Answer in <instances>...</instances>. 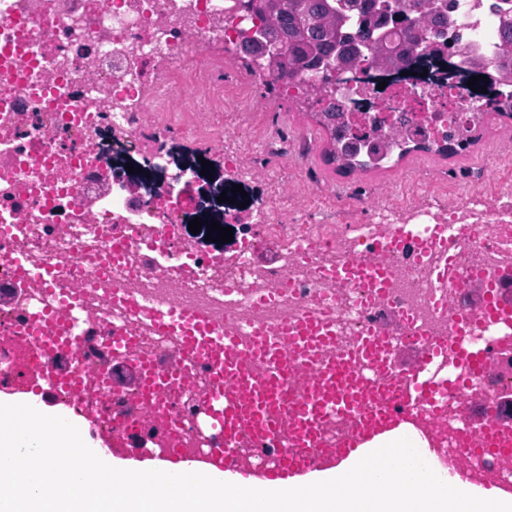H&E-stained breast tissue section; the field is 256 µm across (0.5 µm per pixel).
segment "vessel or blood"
I'll list each match as a JSON object with an SVG mask.
<instances>
[{
	"label": "vessel or blood",
	"mask_w": 512,
	"mask_h": 512,
	"mask_svg": "<svg viewBox=\"0 0 512 512\" xmlns=\"http://www.w3.org/2000/svg\"><path fill=\"white\" fill-rule=\"evenodd\" d=\"M347 276L365 280L369 287L383 288L388 278L385 269L367 261L352 263ZM155 328L162 333L178 332L185 353L211 364L222 389L212 398V421L225 440H232L241 431L264 441L279 433L269 423L268 414L288 409V431L282 435L279 476H301L313 468V459L333 464L349 456L361 442L369 440L402 417L396 405L411 408L421 403L436 404L440 382L429 368L448 352L456 350L466 327L458 322L444 338L420 337V360L412 367L397 368L391 338L381 330L361 337L357 355L317 366L307 381L306 393L293 407H286L283 394L288 376L305 366L310 352L325 344L326 327L308 322L301 330L281 327L278 332L251 331L250 352L253 368L241 366L233 357L238 337L210 330L204 317L188 310L161 312L153 317ZM137 382L144 393L165 387L174 379L168 363L152 361L134 365ZM328 414L353 417L357 424L355 440L328 452L321 451L318 424ZM481 432L491 450L512 449V424L492 420Z\"/></svg>",
	"instance_id": "obj_1"
}]
</instances>
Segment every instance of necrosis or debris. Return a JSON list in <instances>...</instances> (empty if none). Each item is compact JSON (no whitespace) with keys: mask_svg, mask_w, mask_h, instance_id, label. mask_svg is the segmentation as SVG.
Instances as JSON below:
<instances>
[{"mask_svg":"<svg viewBox=\"0 0 512 512\" xmlns=\"http://www.w3.org/2000/svg\"><path fill=\"white\" fill-rule=\"evenodd\" d=\"M455 18L447 33L459 35L471 56L486 64L499 56L500 21L483 0H459ZM254 25L225 0H0V286L16 290L0 304V386L42 389L117 445L151 438L159 455L176 449L195 458L224 445L204 422L215 389L208 367L193 366L187 382L152 395L112 391L98 370L120 333L133 337L140 360L179 351L178 335L156 331L153 313L186 308L223 333L313 317L334 336L312 354L317 363L355 348L394 311L410 318L394 332L399 345L422 334L445 337L466 318L472 326L460 351L436 366L448 381L439 410L420 404L408 420L443 460L469 431L473 478L511 486L512 453H481L482 437L465 411L478 396L512 387V369L499 366L500 356L512 355V298L492 310L486 303L512 269L511 202L472 195L443 210L380 207L342 227L277 224L267 211L257 218L264 240L243 242L228 256L196 246L188 224L223 221L224 179L202 176L196 156L150 150L142 115L170 111L189 90L199 94L198 111H221L224 87L213 78L219 62L211 53L236 48ZM161 62L176 81H150ZM427 70L415 82L369 69L338 84L332 102L356 128L378 131L394 146L472 120L470 69L443 59ZM105 168L118 181L101 193L96 176ZM448 223L477 232L444 249L428 246L432 231ZM394 224L410 231L397 252L387 247ZM265 241L277 256L261 262ZM361 256L387 269L384 291L338 276ZM16 258L48 270V278L17 280ZM445 260L453 282L439 288L434 275ZM39 312L54 317L56 347L32 335L30 318ZM72 343L82 350L71 362L81 376L75 391L53 385L49 372ZM469 349L485 356L482 375L470 373Z\"/></svg>","mask_w":512,"mask_h":512,"instance_id":"4bbe7bcc","label":"necrosis or debris"}]
</instances>
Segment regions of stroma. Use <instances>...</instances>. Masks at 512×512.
<instances>
[{
  "label": "stroma",
  "instance_id": "obj_1",
  "mask_svg": "<svg viewBox=\"0 0 512 512\" xmlns=\"http://www.w3.org/2000/svg\"><path fill=\"white\" fill-rule=\"evenodd\" d=\"M223 73L224 126L234 131L225 148L245 154L248 166L234 168L219 155L212 162L251 199L234 237L252 232L253 212L271 207L304 224H343L361 205L444 208L471 195L512 194L511 119H488L482 138L460 155L414 151L388 169L340 171L326 156L314 120L259 81L247 56L225 51Z\"/></svg>",
  "mask_w": 512,
  "mask_h": 512
}]
</instances>
